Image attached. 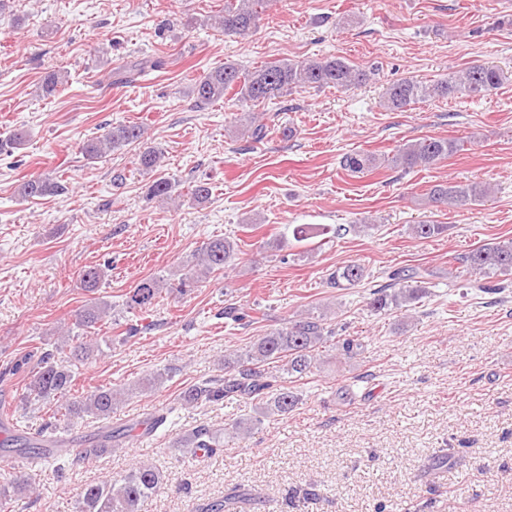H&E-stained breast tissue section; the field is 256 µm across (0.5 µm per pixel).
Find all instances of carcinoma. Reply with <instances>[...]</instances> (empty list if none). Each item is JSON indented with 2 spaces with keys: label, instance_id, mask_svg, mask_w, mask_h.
Segmentation results:
<instances>
[{
  "label": "carcinoma",
  "instance_id": "1",
  "mask_svg": "<svg viewBox=\"0 0 512 512\" xmlns=\"http://www.w3.org/2000/svg\"><path fill=\"white\" fill-rule=\"evenodd\" d=\"M271 0H224V11L214 19V25L226 35L245 37L257 27L260 14ZM370 79V73L358 68L340 56L292 60L284 58L267 63L253 70H243L226 63L209 71L192 87L197 105L201 108L224 98L235 91V101L257 104L271 101L306 88L336 87L349 89ZM509 80L503 70L489 63L474 64L433 84L414 78H402L389 84L382 96L383 106L390 111L404 112L415 104L433 98L485 96L499 89ZM145 128L136 124H119L101 136L89 139L81 146L86 159L95 161L106 153L133 143L144 141ZM29 134L14 129L0 136V155L12 154L24 146ZM464 143L456 138H423L403 145L388 159L394 169L410 170L418 166L429 167L462 150ZM163 154L156 147L147 146L138 155V164L145 171H155L162 166ZM343 167L353 174L371 172L376 168L373 154L351 153L343 157ZM66 184L50 173H40L23 181L18 188L24 198L58 195ZM152 197L167 203L172 200L171 183L162 177L150 187ZM490 186L481 182L458 183L444 181L435 184L427 193L428 202L435 206L468 209L486 200ZM414 235L421 239L435 238L448 232V225L424 221L413 225ZM238 244L230 237L211 239L195 254V262L177 282L171 283L154 276L142 277L125 294L122 306L128 313H147L156 305L163 291L181 296L208 278L224 270L238 256ZM468 273L486 279L512 276V239L482 244L459 258ZM367 275L364 266L349 263L330 273L328 284L332 288H354ZM106 271L89 266L80 273V284L88 292L101 287ZM423 275L405 269H395L389 275V284L372 293L367 307L374 313L410 310L425 294ZM112 304L95 298L75 314L79 333H69L57 338L54 349L46 351L32 375L24 402L51 401L61 403L66 428L72 421L84 416L109 418L122 395L121 390L99 386L86 395L70 397L71 387L80 367L99 351L91 329L110 316ZM333 331L326 326L324 315L299 316L288 319L257 339L243 352L224 355V378L205 380L187 389L180 398L184 406L203 402H219L226 398L256 399L259 401L257 416L232 422L226 431L245 436L264 420L286 416L300 403L297 393L277 384L279 374L269 371L271 364L278 365L280 374L298 378L311 372L318 349ZM168 411L156 410L135 424L97 434L85 441L74 463H92L104 455L112 443H118L138 432L147 436L163 426ZM65 438L56 431L42 430L24 439L20 454L29 458L61 455L65 448H44L46 442L62 443ZM178 448H193L207 457L217 454L224 447L221 433L200 426L176 442ZM164 476L151 462H142L118 479L89 484L78 494L77 512H142L141 506L162 489ZM34 492L32 484L22 474H17L6 484H0V506Z\"/></svg>",
  "mask_w": 512,
  "mask_h": 512
}]
</instances>
